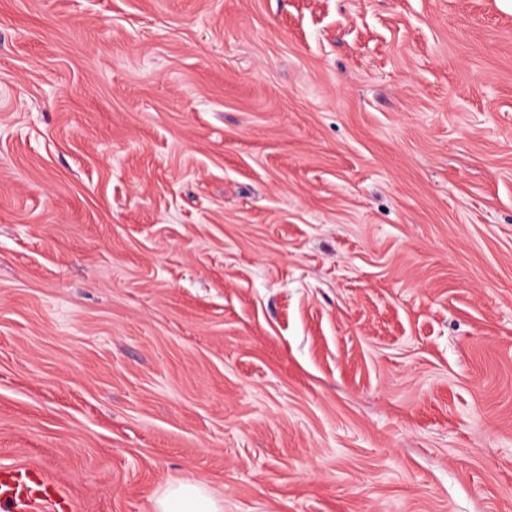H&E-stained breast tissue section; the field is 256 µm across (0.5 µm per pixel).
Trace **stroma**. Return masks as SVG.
Wrapping results in <instances>:
<instances>
[{
  "instance_id": "stroma-1",
  "label": "stroma",
  "mask_w": 512,
  "mask_h": 512,
  "mask_svg": "<svg viewBox=\"0 0 512 512\" xmlns=\"http://www.w3.org/2000/svg\"><path fill=\"white\" fill-rule=\"evenodd\" d=\"M72 512H512V0H0V472ZM156 503L158 512H220L208 489L192 479L170 483Z\"/></svg>"
}]
</instances>
